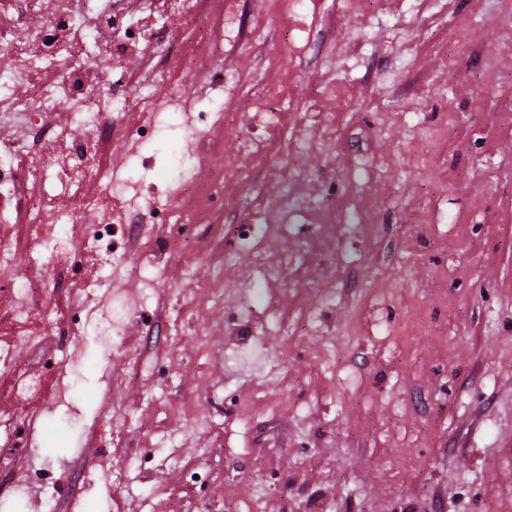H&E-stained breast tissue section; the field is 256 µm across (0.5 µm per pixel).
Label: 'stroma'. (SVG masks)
I'll use <instances>...</instances> for the list:
<instances>
[{"label":"stroma","mask_w":512,"mask_h":512,"mask_svg":"<svg viewBox=\"0 0 512 512\" xmlns=\"http://www.w3.org/2000/svg\"><path fill=\"white\" fill-rule=\"evenodd\" d=\"M260 39L244 50L173 18L201 45L164 60L153 49L124 59L155 89L185 84L206 109L212 69L235 83L224 123L204 130L236 155L252 116L270 108L274 57L286 35L266 0H243ZM298 107L283 136L225 197L218 222L190 230L191 250L77 273L50 258L29 264L19 227L0 240L22 252L17 284L40 278L45 313L0 294V337H22L16 376L56 355V318L83 304L137 305L140 319L107 341L97 321L74 328L62 376L31 400L0 395V418L27 412L41 428L21 440L27 465L54 478L0 477V512H195L199 493L170 454L199 470L224 451L223 512H512V0H311L306 6ZM336 87L340 96L327 95ZM336 113L332 124L322 109ZM155 156L168 179L171 149L120 136L107 159ZM294 190L335 205L339 225L312 247L310 217L282 230L290 287L253 303L263 276L238 227L262 223L285 168ZM100 207L75 211L67 229L121 208L108 180L88 182ZM219 268L212 296L192 272ZM330 304H323V297ZM153 344H144L145 332ZM97 424L108 444L95 450ZM138 448L154 449L122 488L112 474Z\"/></svg>","instance_id":"stroma-1"}]
</instances>
